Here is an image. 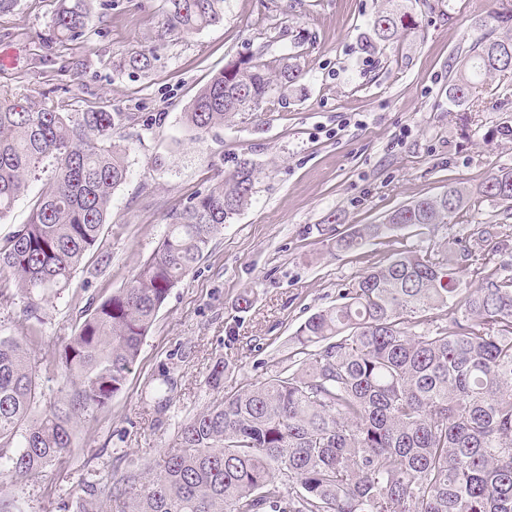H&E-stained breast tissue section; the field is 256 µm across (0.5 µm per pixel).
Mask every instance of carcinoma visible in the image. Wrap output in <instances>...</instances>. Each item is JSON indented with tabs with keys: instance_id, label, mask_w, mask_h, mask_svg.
<instances>
[{
	"instance_id": "cac0c4a2",
	"label": "carcinoma",
	"mask_w": 512,
	"mask_h": 512,
	"mask_svg": "<svg viewBox=\"0 0 512 512\" xmlns=\"http://www.w3.org/2000/svg\"><path fill=\"white\" fill-rule=\"evenodd\" d=\"M226 0H167L162 29L183 36L224 20ZM376 13L365 48L416 23L403 0ZM93 22V0H59L51 39L74 42ZM486 37L454 61L448 100L462 111L473 89L512 71V7L476 21ZM155 57L132 50L122 65L149 71ZM302 77L263 51L231 60L184 113L199 135L258 106L280 80ZM126 112H66L31 98H0V220L13 209L44 157L53 181L28 222L0 244V301L23 299L27 325L0 336V459L32 477L65 461L77 424L125 387L143 341L172 288L191 273L224 224L252 201L257 171L236 170L168 216L154 252L127 284L91 301L45 373L31 363L34 324L99 247L113 191L127 178L126 152L112 131ZM475 193L512 203V168L493 172ZM450 183L433 197L360 224L331 242L340 252L411 225L447 224L474 193ZM475 289L460 287L454 254L399 252L369 268L341 302L297 329L288 367L245 389L224 391L225 361L207 385L218 396L180 426V446L146 472L117 480L125 512H512V277L487 254H464ZM448 324L427 327L428 312ZM64 375L45 397L42 379ZM99 512L86 487L64 510Z\"/></svg>"
}]
</instances>
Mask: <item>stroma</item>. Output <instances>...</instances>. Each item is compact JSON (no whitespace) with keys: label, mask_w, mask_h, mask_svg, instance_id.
<instances>
[{"label":"stroma","mask_w":512,"mask_h":512,"mask_svg":"<svg viewBox=\"0 0 512 512\" xmlns=\"http://www.w3.org/2000/svg\"><path fill=\"white\" fill-rule=\"evenodd\" d=\"M384 0H227L222 23L157 40L165 0H95L94 22L80 39H49L58 0H19L0 14V95L35 96L85 112H128L115 130L129 174L112 194L102 232L111 261L87 255L73 285L45 307L34 363L51 360L89 299L124 287L154 253L168 216L228 175L238 159L258 170L251 205L213 240L193 272L158 313L124 389L78 428L63 463L24 481L0 473V498L19 512H61L84 483L97 487L102 512H119L112 481L142 470L179 445V427L212 401L206 385L217 359L228 361L225 391L287 365L298 327L371 266L396 251L446 253L497 245L512 274V218L504 204L472 197L450 223L411 226L339 252L330 241L359 224L454 183L476 189L512 167V140L496 130L512 111V73L495 76L470 111L448 107V64L483 36L477 18L496 0H417V26L363 50L361 40ZM134 48L156 56L147 72L121 70ZM263 51L271 64L298 56V91L276 88L259 109L238 113L199 136L183 114L225 62ZM176 381L165 415L154 411L150 381Z\"/></svg>","instance_id":"obj_1"}]
</instances>
